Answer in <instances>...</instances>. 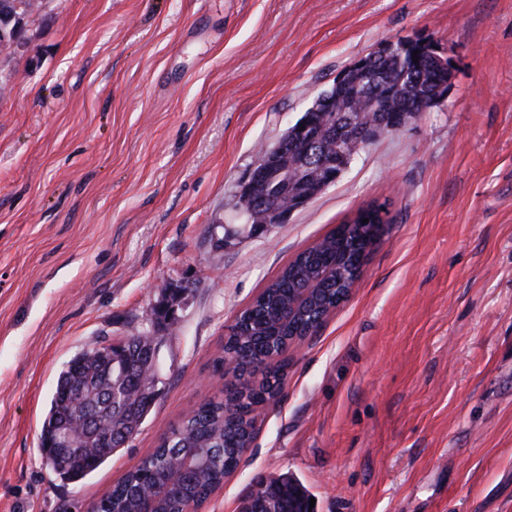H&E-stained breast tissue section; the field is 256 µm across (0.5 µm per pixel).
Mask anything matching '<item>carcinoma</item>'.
Returning <instances> with one entry per match:
<instances>
[{
	"label": "carcinoma",
	"instance_id": "carcinoma-1",
	"mask_svg": "<svg viewBox=\"0 0 512 512\" xmlns=\"http://www.w3.org/2000/svg\"><path fill=\"white\" fill-rule=\"evenodd\" d=\"M35 8L34 0H0V11L7 9L22 19ZM378 70L381 80L393 90L392 96H371L360 74L348 71L347 85H360V109L350 113L351 123L338 118L320 133L326 144L343 138L349 157L357 152L358 142L346 127L355 128L377 119L380 112L391 116L411 102L428 100L436 87L434 74L427 69L418 72L413 82L401 79L403 67L392 59L379 60ZM288 137L293 147L280 157L281 174L275 178L266 174L261 184L280 185L281 201L290 196L311 200L323 190L326 173L336 169L335 152L320 150L318 166L308 168L304 164L305 136L292 130ZM386 223L380 208L370 205L361 218L299 252L281 270L226 328L224 353L249 364L243 380L228 390L229 398L236 401L235 416H226L222 395L187 412L165 441L100 500V512H133L145 487L161 482L168 459L186 448H199L206 457L203 467L186 474V492L203 499L224 481L228 463L239 462L256 436L253 412L273 398L283 378L280 368L266 363L268 355L279 356L287 346L306 337L309 325L336 306V296L345 293L355 280V263L371 241L370 226ZM150 343L151 339L139 334L128 336L120 350L98 344L65 364L39 438V449L57 477L72 481L95 472L138 432L157 397L151 387L143 385L144 374L152 368ZM88 413L97 417L95 430L82 431L79 446L67 452L56 447L59 435L73 430L74 420ZM263 497L286 512L297 508L298 500L309 498V494L300 482L285 476L269 479Z\"/></svg>",
	"mask_w": 512,
	"mask_h": 512
}]
</instances>
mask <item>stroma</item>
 <instances>
[{
    "label": "stroma",
    "mask_w": 512,
    "mask_h": 512,
    "mask_svg": "<svg viewBox=\"0 0 512 512\" xmlns=\"http://www.w3.org/2000/svg\"><path fill=\"white\" fill-rule=\"evenodd\" d=\"M419 37L444 98L362 148L281 224L239 195L350 64ZM0 61V512H91L224 387L239 311L367 205L390 222L351 298L299 346L205 512L290 475L317 512H512V0H39ZM159 396L70 482L38 437L57 376L150 327Z\"/></svg>",
    "instance_id": "35a3bbf8"
}]
</instances>
